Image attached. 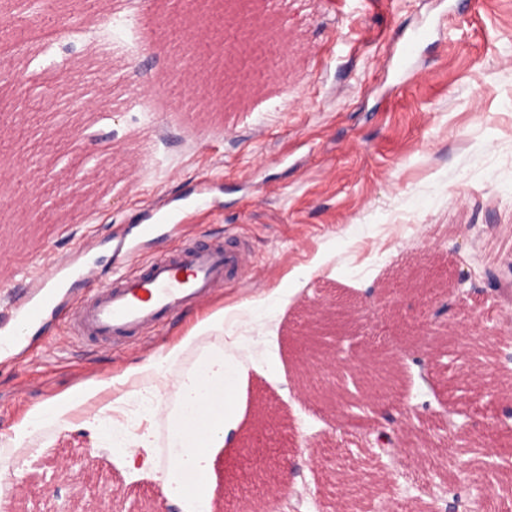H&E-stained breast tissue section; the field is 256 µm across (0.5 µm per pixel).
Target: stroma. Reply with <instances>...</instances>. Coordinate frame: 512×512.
Here are the masks:
<instances>
[{
	"mask_svg": "<svg viewBox=\"0 0 512 512\" xmlns=\"http://www.w3.org/2000/svg\"><path fill=\"white\" fill-rule=\"evenodd\" d=\"M449 2L380 0L366 11L357 0H277L269 18L250 0L255 22L288 45L251 81L217 53L171 76L176 51L154 0H55L22 33L0 36V306L49 254L85 249L110 280L111 238L204 177L213 208L187 236L239 241L249 256L242 278L152 330L104 344L50 320L0 360L2 441L52 397L184 347L165 367L163 406L143 424L154 440L144 460L129 464L76 411L71 430L36 434L37 456L0 482V512H56L73 498L80 512H100L107 489L112 512H192L200 494L212 512H244L251 498L277 512H336L352 492L343 469L368 491L357 512H444L460 474L486 460L487 437L503 462L482 480L479 503L498 502L512 486V332L502 327L512 287L492 280L512 263V0H475L461 18ZM68 24L85 35L55 53L76 77L64 87L59 69L41 74L26 61ZM416 29L431 36L400 90L392 61ZM136 82L147 93L164 84L154 111L129 102ZM72 99L83 109L70 111ZM425 267L444 283L467 276L473 290L445 342L409 284ZM337 295L360 308L330 339L342 378L356 379L370 350L392 356V427L411 429L422 450L382 453L374 407L335 414L299 390L294 338L311 302ZM218 312L223 329L198 331ZM421 359L433 365L426 381ZM207 362L236 369L239 405L200 484L172 472L163 431L180 379ZM263 402L278 420L250 452L244 438ZM439 437L446 445L430 446ZM256 454L294 459L299 471L281 486L255 471Z\"/></svg>",
	"mask_w": 512,
	"mask_h": 512,
	"instance_id": "35a3bbf8",
	"label": "stroma"
}]
</instances>
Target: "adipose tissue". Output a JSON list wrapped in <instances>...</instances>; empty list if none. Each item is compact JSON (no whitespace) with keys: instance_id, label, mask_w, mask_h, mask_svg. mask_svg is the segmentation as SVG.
Wrapping results in <instances>:
<instances>
[{"instance_id":"ef3b65f1","label":"adipose tissue","mask_w":512,"mask_h":512,"mask_svg":"<svg viewBox=\"0 0 512 512\" xmlns=\"http://www.w3.org/2000/svg\"><path fill=\"white\" fill-rule=\"evenodd\" d=\"M181 346L170 347L165 354L149 358L141 366L127 371L124 381L143 385L152 398H160V378L165 363L176 359ZM114 378L88 381L44 402L31 410L23 424L15 430L12 442L21 445L29 430L53 425L62 430L72 427L74 411L98 402L101 394L111 390ZM181 408L171 428V437L179 452L173 459L177 470L199 472L201 463L211 448L224 444V418L236 404V389L225 384L223 370L205 366L180 388Z\"/></svg>"}]
</instances>
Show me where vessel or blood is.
Returning <instances> with one entry per match:
<instances>
[{
    "label": "vessel or blood",
    "mask_w": 512,
    "mask_h": 512,
    "mask_svg": "<svg viewBox=\"0 0 512 512\" xmlns=\"http://www.w3.org/2000/svg\"><path fill=\"white\" fill-rule=\"evenodd\" d=\"M183 220L181 211L160 213L156 223L142 225L129 242L137 254L141 240L173 236ZM248 262L241 245L222 240H183L173 254L132 262L117 271L111 283L94 286V271L81 277L91 289L77 301L69 299L72 262L57 257L34 273L25 293L12 300L0 317V349L26 344L29 330L45 315L56 314L69 329L97 339H119L157 327L171 315L199 303L213 289L241 277Z\"/></svg>",
    "instance_id": "obj_1"
}]
</instances>
